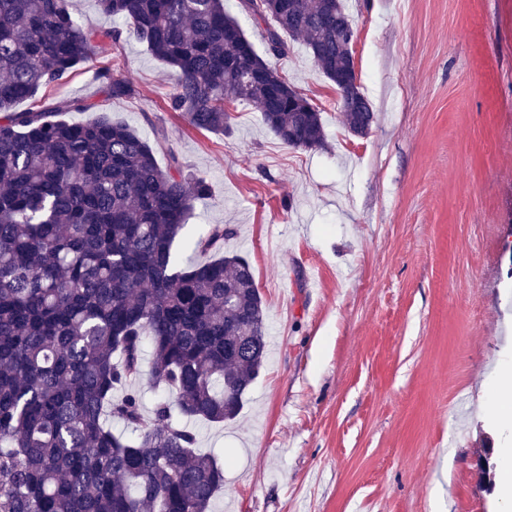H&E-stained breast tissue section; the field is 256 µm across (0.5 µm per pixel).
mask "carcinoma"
<instances>
[{
  "label": "carcinoma",
  "instance_id": "1",
  "mask_svg": "<svg viewBox=\"0 0 512 512\" xmlns=\"http://www.w3.org/2000/svg\"><path fill=\"white\" fill-rule=\"evenodd\" d=\"M121 23H79L69 0H0V512H209L224 451L196 448L193 422L237 418L266 358L265 306L249 262L179 266L172 249L206 180L104 115L66 100L16 111L103 49L133 38L175 70L172 107L199 130L230 128L232 105L261 112L284 144H324L321 112L259 55L223 0H96ZM272 18L268 55L300 39L339 91L349 132L374 112L357 84L344 0H238ZM110 99L134 84L99 68ZM234 228L187 242L218 251ZM163 387L147 414L134 388ZM124 387V395L113 392ZM128 432L112 430V420Z\"/></svg>",
  "mask_w": 512,
  "mask_h": 512
}]
</instances>
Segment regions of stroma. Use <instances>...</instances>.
<instances>
[{"mask_svg": "<svg viewBox=\"0 0 512 512\" xmlns=\"http://www.w3.org/2000/svg\"><path fill=\"white\" fill-rule=\"evenodd\" d=\"M375 122L348 133L302 42L273 65L322 114L288 147L250 104L217 135L170 108L172 69L128 40L41 101L82 99L205 177L185 238L235 233L265 304L268 350L239 416L196 425L233 463L212 512H507L512 420L481 390L512 374V0H345ZM138 89L106 100L95 69Z\"/></svg>", "mask_w": 512, "mask_h": 512, "instance_id": "obj_1", "label": "stroma"}]
</instances>
